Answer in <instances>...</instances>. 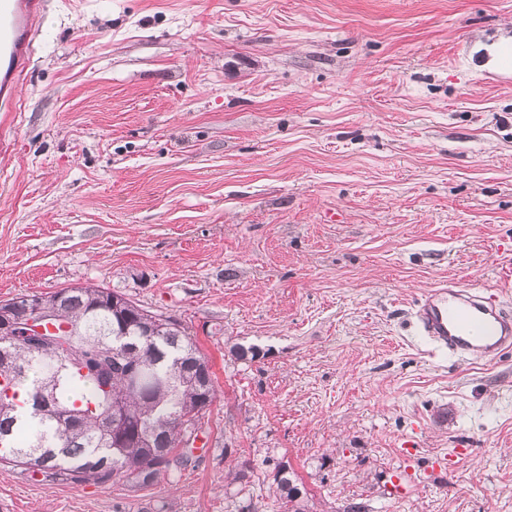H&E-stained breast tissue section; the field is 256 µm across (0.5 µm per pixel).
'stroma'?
Instances as JSON below:
<instances>
[{
	"label": "stroma",
	"instance_id": "obj_1",
	"mask_svg": "<svg viewBox=\"0 0 512 512\" xmlns=\"http://www.w3.org/2000/svg\"><path fill=\"white\" fill-rule=\"evenodd\" d=\"M52 2L0 112V301L119 289L218 395L156 486L5 467L0 512H285L268 457L310 512H512V350L412 316L451 278L512 308V0Z\"/></svg>",
	"mask_w": 512,
	"mask_h": 512
}]
</instances>
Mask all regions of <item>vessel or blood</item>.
<instances>
[{
	"label": "vessel or blood",
	"mask_w": 512,
	"mask_h": 512,
	"mask_svg": "<svg viewBox=\"0 0 512 512\" xmlns=\"http://www.w3.org/2000/svg\"><path fill=\"white\" fill-rule=\"evenodd\" d=\"M50 0H0V112L17 96ZM417 333L434 349L492 358L512 349V310L451 281L429 290L414 312Z\"/></svg>",
	"instance_id": "1"
}]
</instances>
